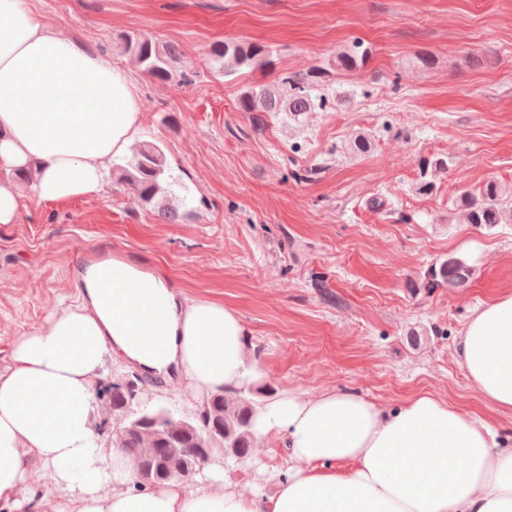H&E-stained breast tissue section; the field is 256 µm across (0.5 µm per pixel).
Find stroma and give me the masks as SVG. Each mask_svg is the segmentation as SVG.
Instances as JSON below:
<instances>
[{"label": "stroma", "mask_w": 512, "mask_h": 512, "mask_svg": "<svg viewBox=\"0 0 512 512\" xmlns=\"http://www.w3.org/2000/svg\"><path fill=\"white\" fill-rule=\"evenodd\" d=\"M57 31L111 56L136 79L142 141L176 177L161 221L108 177L99 193L60 202L31 181L18 220L0 224V373L17 338L76 298L82 264L120 254L167 275L188 297L233 308L246 350L275 391H355L393 408L428 393L512 435L487 407L454 343L470 311L512 291V224L468 223L464 192L512 188V0H26ZM177 45L188 86L144 76L120 36ZM222 41L273 49L265 71L215 73ZM362 43L358 69L339 52ZM485 53L482 66L471 55ZM323 68L333 109L256 126L237 109L244 85ZM364 132L368 153L351 138ZM447 159L424 177L425 162ZM449 257L472 270L460 288H422ZM174 417L198 399L145 386ZM244 492L270 493L286 473L279 440L247 459L214 457Z\"/></svg>", "instance_id": "1"}]
</instances>
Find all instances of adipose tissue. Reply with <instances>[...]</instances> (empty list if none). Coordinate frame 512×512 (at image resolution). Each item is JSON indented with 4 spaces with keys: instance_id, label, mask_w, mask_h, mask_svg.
Listing matches in <instances>:
<instances>
[{
    "instance_id": "1",
    "label": "adipose tissue",
    "mask_w": 512,
    "mask_h": 512,
    "mask_svg": "<svg viewBox=\"0 0 512 512\" xmlns=\"http://www.w3.org/2000/svg\"><path fill=\"white\" fill-rule=\"evenodd\" d=\"M141 129L129 73L50 30L24 0H0V224L23 205L11 172L33 171L46 201L94 194ZM76 287V304L22 336L0 373L5 512H29L21 491L37 463L63 490L55 512H512V443L430 395L392 409L348 391L270 398L253 429L285 445L288 470L268 497L219 472L195 487H137L123 449L105 448L91 426L106 357L195 398L245 389L263 372L234 309L187 297L163 274L115 255L81 270ZM455 353L486 404L512 413V292L472 310Z\"/></svg>"
}]
</instances>
